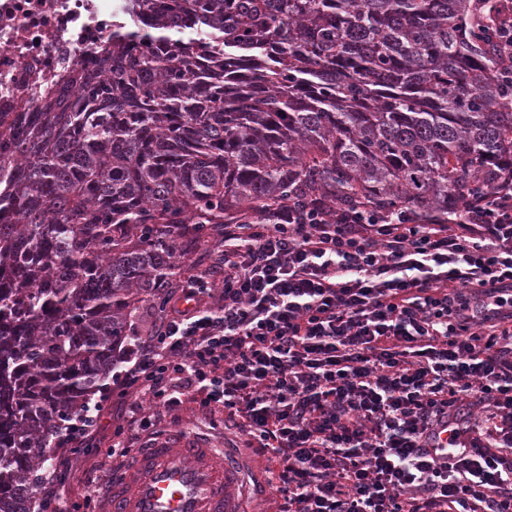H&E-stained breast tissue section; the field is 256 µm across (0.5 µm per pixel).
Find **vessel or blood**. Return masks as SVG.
I'll list each match as a JSON object with an SVG mask.
<instances>
[{
	"label": "vessel or blood",
	"instance_id": "1",
	"mask_svg": "<svg viewBox=\"0 0 512 512\" xmlns=\"http://www.w3.org/2000/svg\"><path fill=\"white\" fill-rule=\"evenodd\" d=\"M108 484L104 512H243L246 477L230 452L175 434L143 449Z\"/></svg>",
	"mask_w": 512,
	"mask_h": 512
}]
</instances>
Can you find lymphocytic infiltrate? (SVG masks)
Returning <instances> with one entry per match:
<instances>
[{
    "instance_id": "obj_1",
    "label": "lymphocytic infiltrate",
    "mask_w": 512,
    "mask_h": 512,
    "mask_svg": "<svg viewBox=\"0 0 512 512\" xmlns=\"http://www.w3.org/2000/svg\"><path fill=\"white\" fill-rule=\"evenodd\" d=\"M512 78V20L478 16ZM465 221L292 205L228 224L136 338L132 407L202 393L267 454L283 512H512V176ZM100 408L54 439L70 478ZM447 446V462L431 449Z\"/></svg>"
}]
</instances>
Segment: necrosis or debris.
<instances>
[{
  "label": "necrosis or debris",
  "mask_w": 512,
  "mask_h": 512,
  "mask_svg": "<svg viewBox=\"0 0 512 512\" xmlns=\"http://www.w3.org/2000/svg\"><path fill=\"white\" fill-rule=\"evenodd\" d=\"M124 0H0V112H35L37 88L69 71L100 73L98 50L124 20Z\"/></svg>",
  "instance_id": "4bbe7bcc"
}]
</instances>
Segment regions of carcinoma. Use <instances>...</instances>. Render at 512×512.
<instances>
[{
  "instance_id": "1",
  "label": "carcinoma",
  "mask_w": 512,
  "mask_h": 512,
  "mask_svg": "<svg viewBox=\"0 0 512 512\" xmlns=\"http://www.w3.org/2000/svg\"><path fill=\"white\" fill-rule=\"evenodd\" d=\"M41 112H0V512H40L57 430L128 318L224 224L291 203L456 219L512 174V88L472 0H127ZM24 168L13 171L17 159Z\"/></svg>"
}]
</instances>
